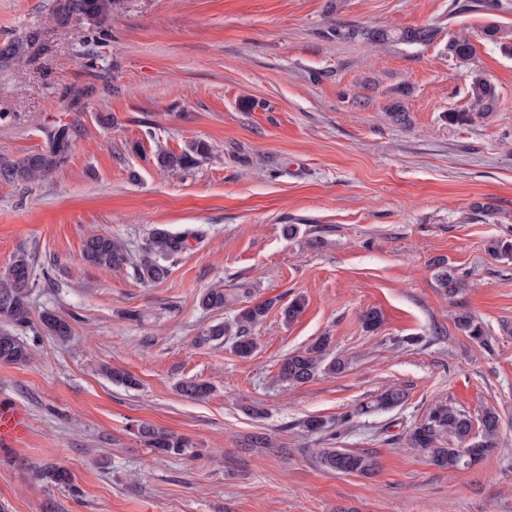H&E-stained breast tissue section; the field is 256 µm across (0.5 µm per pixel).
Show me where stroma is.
<instances>
[{"instance_id": "stroma-1", "label": "stroma", "mask_w": 512, "mask_h": 512, "mask_svg": "<svg viewBox=\"0 0 512 512\" xmlns=\"http://www.w3.org/2000/svg\"><path fill=\"white\" fill-rule=\"evenodd\" d=\"M453 2L123 0L91 63L74 30L47 27L48 0H0V41L40 26L50 45L0 71V112L11 115L0 156L46 149L56 125L79 129L48 178L0 181V274L25 253L34 281L20 332L33 359L0 364V399L33 422L21 447L0 454V512H512V262L486 250L512 239V55L483 34L512 32V0L488 13L456 14ZM420 27L437 33L423 44L394 38ZM340 28L353 37L337 38ZM370 29L392 38L369 44ZM461 33L475 48L466 65L447 50ZM473 69L496 86V108L450 122L471 109ZM94 71L111 91L74 101ZM192 140L212 155L182 175L156 167L157 150ZM157 228L198 232L160 283L82 259L100 234L139 255ZM436 257L464 276L457 295L438 286ZM214 286L230 305L200 308ZM247 291L301 295L305 308L289 324L272 308L251 332L250 358L198 346ZM370 308L382 316L374 331L360 318ZM462 309L488 345L456 329ZM46 311L69 323L66 339L40 333ZM320 336L345 370L281 381L282 360ZM105 365L138 387L113 384ZM187 380L213 391L184 397ZM391 387L405 389L403 405L359 413ZM440 403L475 421L497 411L494 453L444 470L409 447L411 428ZM311 416L322 432L304 427ZM143 421L188 437L195 452L152 453L132 431ZM255 434L270 447H247ZM331 444L373 455L375 475L324 467L318 451ZM47 466L68 469L72 488L39 480Z\"/></svg>"}]
</instances>
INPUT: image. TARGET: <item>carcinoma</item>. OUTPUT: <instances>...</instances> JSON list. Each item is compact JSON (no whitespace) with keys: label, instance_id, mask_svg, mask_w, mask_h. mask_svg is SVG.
<instances>
[{"label":"carcinoma","instance_id":"cac0c4a2","mask_svg":"<svg viewBox=\"0 0 512 512\" xmlns=\"http://www.w3.org/2000/svg\"><path fill=\"white\" fill-rule=\"evenodd\" d=\"M121 6V0H50L48 22L59 29L77 25L83 31L81 41L87 45H96L107 40L108 24L112 16ZM459 10L494 11L499 9V0H467L455 4ZM433 30L428 28L404 29L395 36L384 32L367 35L371 41H385L395 38L399 41L414 44L431 40ZM48 51L42 29L27 28L3 41L0 47V69L22 68L38 56ZM474 54V48L465 35H457L448 40V57L458 62H468ZM470 99L472 111L451 112L448 119L456 123H467L474 115H485L494 110L497 101V89L493 83L479 70L470 72ZM77 136L76 127L61 124L50 134L48 149L31 153L20 160H11L0 156V180L7 183L21 181L34 182L44 179L58 170L66 161ZM211 153V146L201 140L188 142L187 147L175 153L161 149L155 154L156 166L171 174L186 172L195 167L201 159ZM190 234L172 233L158 229L153 233L149 243L143 248L137 259H132L126 247L119 240L108 235H97L87 239L83 245L84 260L100 268H120L132 266L138 280L143 284H156L169 276L168 262L188 248ZM487 250L500 260L512 261V240L491 239ZM435 269L438 285L448 291V295H456L465 287L464 279L448 267L442 258L431 261ZM34 282L30 267L24 256H18L8 272L0 276V319L11 324L13 330H0V363L25 365L33 355L32 346L15 334L31 323L30 296ZM228 302L222 288H211L200 295L198 304L204 310H221ZM278 303V298H268L255 303H247L237 309L234 319L230 322H218L197 337L198 344L219 345L224 342L232 344L236 355L247 359L256 350V344L250 338V331L259 324L268 312ZM305 298L295 296L280 307L281 315L288 323L293 322L304 310ZM42 332L64 340L70 335V326L61 316L44 312L39 320ZM455 327L463 335L480 345L489 344L482 323L470 312L461 311L455 317ZM330 337L320 336L310 346L289 354L280 364L279 377L282 381L294 385L304 384L313 380L319 373H340L346 367V361L340 357H329ZM104 375L112 383L126 388L139 386V381L129 372L119 367H106ZM179 392L189 398L204 399L211 387L203 381H185L179 384ZM406 399L402 389L392 388L384 391L374 403L361 405L364 413L376 409L385 410L400 406ZM501 429V418L492 410H487L480 418V431H474V422L463 411L440 404L430 413L428 418L414 426L408 441L415 448H422L429 454L431 462L440 468L457 469L461 466L473 465L496 449V440ZM134 434L150 449L151 452L164 456H182L193 448L188 438L174 432L145 422L134 425ZM446 433L452 436L458 446L440 448L438 436ZM320 462L328 469L342 473L369 475L376 469L375 460L363 453L323 448L319 454ZM38 476L54 485L69 486V472L59 466H49L38 471Z\"/></svg>","mask_w":512,"mask_h":512}]
</instances>
